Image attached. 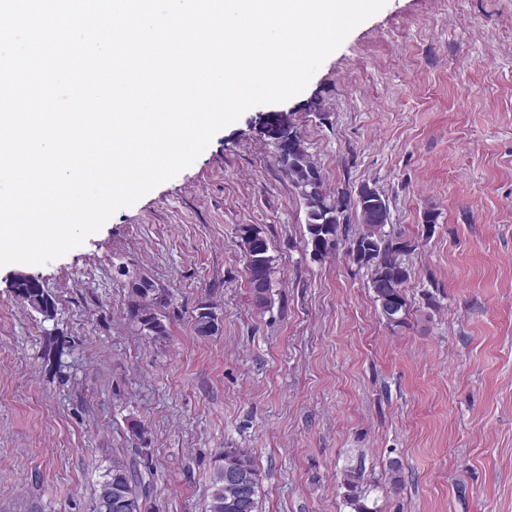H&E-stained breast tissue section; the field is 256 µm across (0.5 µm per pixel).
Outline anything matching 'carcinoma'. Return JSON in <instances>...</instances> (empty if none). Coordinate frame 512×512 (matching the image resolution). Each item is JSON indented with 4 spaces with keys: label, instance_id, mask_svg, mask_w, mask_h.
<instances>
[{
    "label": "carcinoma",
    "instance_id": "1",
    "mask_svg": "<svg viewBox=\"0 0 512 512\" xmlns=\"http://www.w3.org/2000/svg\"><path fill=\"white\" fill-rule=\"evenodd\" d=\"M269 123L282 128L277 143L281 168L288 175L306 206V248L312 259L322 260L340 240L346 241V256L352 257L356 248L362 253L376 249L375 255L359 259L357 269L370 273V288L374 302L380 297L391 298L404 327L408 320L406 283L410 273L404 256L415 250V242L401 233L388 232L390 210L380 201L383 194L373 185L364 183L355 198H332L325 188L319 167L312 160L298 132L288 130L289 119L269 117ZM353 207L360 227L354 235L341 220ZM236 235L244 250L248 283L257 305L272 304L271 290L276 272V257L272 254L267 234L257 224H240ZM18 299L41 315L55 309V300L37 280L12 284ZM131 297L130 317L137 323L140 333L148 338L167 334L163 316L158 313L156 289L144 278H133L128 283ZM194 327L199 336H212L219 330L215 307L208 301H199L194 307ZM363 470L350 467L344 470L342 487L344 498L352 512H378L367 504L363 488ZM262 492V477L252 457L242 448H226L213 459L211 493L207 512H258ZM91 507L98 512H156L142 490V475L119 455L103 469L93 488Z\"/></svg>",
    "mask_w": 512,
    "mask_h": 512
}]
</instances>
